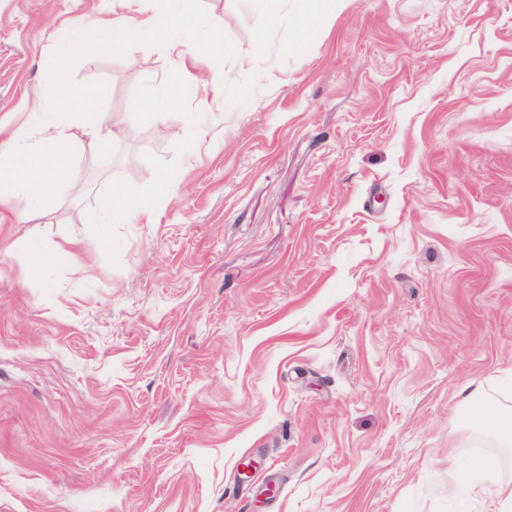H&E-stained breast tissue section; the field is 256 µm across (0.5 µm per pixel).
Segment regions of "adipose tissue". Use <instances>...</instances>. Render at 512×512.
I'll use <instances>...</instances> for the list:
<instances>
[{
    "label": "adipose tissue",
    "instance_id": "1",
    "mask_svg": "<svg viewBox=\"0 0 512 512\" xmlns=\"http://www.w3.org/2000/svg\"><path fill=\"white\" fill-rule=\"evenodd\" d=\"M154 4L153 14L140 20L116 11L105 21L83 16L62 24L50 34L57 57L63 61L74 57L94 60L150 35L167 43L178 57H190L196 68L206 71L212 88L222 90L223 74L210 65L216 47L213 34L207 33L203 24L184 18L174 9L173 0H154ZM96 120L86 97L68 92L55 100L52 110L29 113L23 124H0V221L6 218L2 204L19 192L28 196L33 213L39 215L65 204L73 151L94 132ZM163 204V197L142 196L116 186L97 197L96 222L105 236L110 225L128 223L132 216L152 219ZM76 246V240L64 238L47 251L21 244L12 247L10 254L34 279L45 264H72ZM458 393L472 411L462 429L478 426L500 447L511 448L512 410L487 413L484 385L477 379L461 382ZM467 467L481 483L490 512H512V482L499 479L483 457H471Z\"/></svg>",
    "mask_w": 512,
    "mask_h": 512
}]
</instances>
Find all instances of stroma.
<instances>
[{
	"label": "stroma",
	"instance_id": "1",
	"mask_svg": "<svg viewBox=\"0 0 512 512\" xmlns=\"http://www.w3.org/2000/svg\"><path fill=\"white\" fill-rule=\"evenodd\" d=\"M113 0H0V120L89 92L67 205L0 224V512H484L459 382L512 386V0H186L227 52L214 96L160 41L57 66L47 34ZM184 90L208 135L187 151ZM123 114L113 124V114ZM179 175L157 223L112 185ZM76 239L27 280L7 247ZM314 2L304 14L301 15V30L308 37L320 29L323 17L327 14H336V10L342 8L346 0H310ZM164 201V196H142L126 186H116L112 193L97 197L95 224H99L101 236L107 240L109 225L128 223L134 215L144 217L150 223Z\"/></svg>",
	"mask_w": 512,
	"mask_h": 512
}]
</instances>
